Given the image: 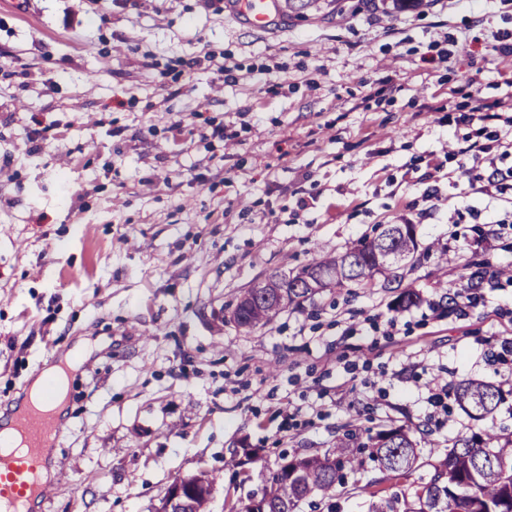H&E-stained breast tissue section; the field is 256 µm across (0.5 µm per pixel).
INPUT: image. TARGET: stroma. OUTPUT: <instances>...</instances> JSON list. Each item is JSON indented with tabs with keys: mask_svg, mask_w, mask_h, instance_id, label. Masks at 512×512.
Listing matches in <instances>:
<instances>
[{
	"mask_svg": "<svg viewBox=\"0 0 512 512\" xmlns=\"http://www.w3.org/2000/svg\"><path fill=\"white\" fill-rule=\"evenodd\" d=\"M504 30L506 0H319L265 31L228 0L0 6V413L92 348L35 512H156L174 480L217 470L209 510L226 512L342 426L420 443L473 427L432 396L512 385V203L470 196L479 223L452 225L448 153L481 127L462 75L489 103L508 90L487 51ZM388 224L419 244L395 281L231 322L258 281ZM477 261L494 276L475 288ZM407 287L419 304L394 309Z\"/></svg>",
	"mask_w": 512,
	"mask_h": 512,
	"instance_id": "1",
	"label": "stroma"
}]
</instances>
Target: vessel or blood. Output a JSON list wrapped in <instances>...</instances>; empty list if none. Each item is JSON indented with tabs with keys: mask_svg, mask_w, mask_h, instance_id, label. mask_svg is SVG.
Instances as JSON below:
<instances>
[{
	"mask_svg": "<svg viewBox=\"0 0 512 512\" xmlns=\"http://www.w3.org/2000/svg\"><path fill=\"white\" fill-rule=\"evenodd\" d=\"M232 8L258 30L270 29L277 17V0H233ZM11 427L18 445L0 451V512H33L50 495V486L42 478L45 450L59 441L62 429L51 410L32 405L14 411Z\"/></svg>",
	"mask_w": 512,
	"mask_h": 512,
	"instance_id": "vessel-or-blood-1",
	"label": "vessel or blood"
}]
</instances>
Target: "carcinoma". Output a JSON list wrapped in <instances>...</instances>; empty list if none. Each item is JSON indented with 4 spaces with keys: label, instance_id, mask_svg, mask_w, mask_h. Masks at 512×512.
<instances>
[{
    "label": "carcinoma",
    "instance_id": "cac0c4a2",
    "mask_svg": "<svg viewBox=\"0 0 512 512\" xmlns=\"http://www.w3.org/2000/svg\"><path fill=\"white\" fill-rule=\"evenodd\" d=\"M391 230L388 224L343 254H325L292 277L270 279L267 285L281 291L283 300L268 302L260 296L248 305L240 299L233 322L254 329L326 288L365 286L374 274L393 269L376 259L385 248L406 263L413 261L415 225H403L395 237ZM314 268L323 271L316 287H296L295 282ZM453 395L457 406L478 422L511 397L512 388L463 379ZM340 488L369 498V512H512V433L478 424L426 457L403 425L377 431L350 427L336 435L329 448L283 457L260 494L237 500L229 512H301L305 506L311 512H337Z\"/></svg>",
    "mask_w": 512,
    "mask_h": 512
}]
</instances>
